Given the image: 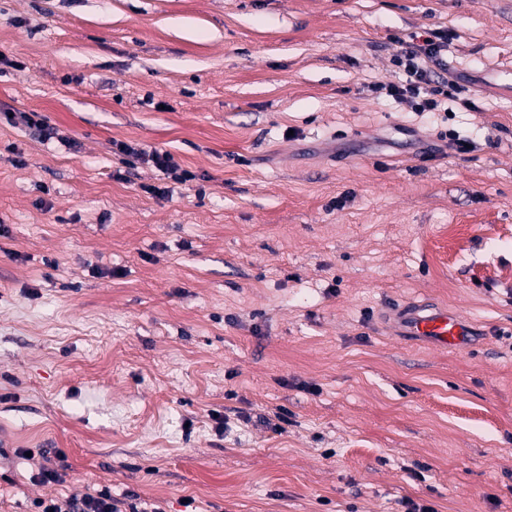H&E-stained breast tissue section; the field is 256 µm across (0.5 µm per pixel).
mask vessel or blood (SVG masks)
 <instances>
[{
	"label": "vessel or blood",
	"mask_w": 512,
	"mask_h": 512,
	"mask_svg": "<svg viewBox=\"0 0 512 512\" xmlns=\"http://www.w3.org/2000/svg\"><path fill=\"white\" fill-rule=\"evenodd\" d=\"M393 319L398 333L409 338H424L445 348L467 349L471 343L466 323L457 315L429 305L396 309Z\"/></svg>",
	"instance_id": "1"
}]
</instances>
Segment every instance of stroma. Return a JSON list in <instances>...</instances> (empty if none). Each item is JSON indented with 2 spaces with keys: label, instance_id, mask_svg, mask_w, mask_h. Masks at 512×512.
I'll return each mask as SVG.
<instances>
[{
  "label": "stroma",
  "instance_id": "1",
  "mask_svg": "<svg viewBox=\"0 0 512 512\" xmlns=\"http://www.w3.org/2000/svg\"><path fill=\"white\" fill-rule=\"evenodd\" d=\"M428 32L444 123L369 89ZM0 55V114L80 145L0 117V512H512V0H0ZM6 120L12 126L22 125L29 129L34 128L38 132V136L41 142H49L56 139L57 142L68 147L69 149L74 148L76 143L74 140L60 133V130L56 127H50L45 124L37 112H5ZM113 145H115L117 150L123 155L151 162L156 169L175 183L183 184L196 178V175L192 172L181 169L174 161L172 154L168 151L153 150L147 153L144 150L125 142H117L113 143ZM393 319L400 336L424 338L436 346L467 349L472 345L468 326L457 315L429 305L398 308ZM65 472L57 463L47 455L41 454V462L37 471L31 475V480L40 484L63 483ZM36 510L32 512H160L158 509H139L138 503L126 497L112 496V488L101 485L92 492L73 495L61 501L57 498H39L33 502ZM128 509V510H127Z\"/></svg>",
  "mask_w": 512,
  "mask_h": 512
}]
</instances>
